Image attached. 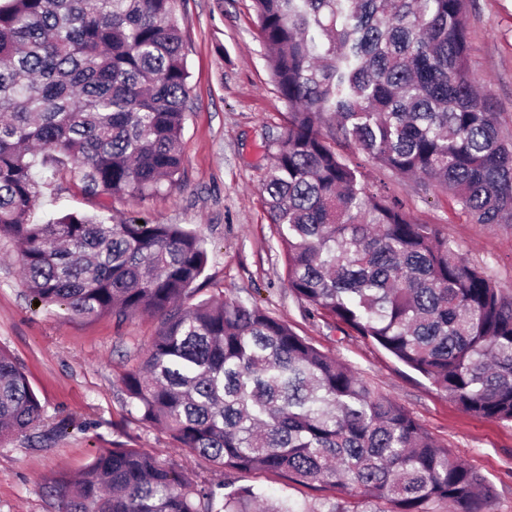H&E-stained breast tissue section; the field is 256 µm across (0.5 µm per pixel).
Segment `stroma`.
Masks as SVG:
<instances>
[{
	"label": "stroma",
	"instance_id": "1",
	"mask_svg": "<svg viewBox=\"0 0 512 512\" xmlns=\"http://www.w3.org/2000/svg\"><path fill=\"white\" fill-rule=\"evenodd\" d=\"M175 16L190 86L180 179L143 200L110 199L113 214L201 231L209 258L196 300L239 299L288 322L396 399L440 444L483 474L494 488L493 512H512V423L465 413L369 340L323 319L305 318L289 291L284 254L261 191L288 114L270 78L252 0H176ZM468 41L469 66L502 128L511 133L512 0H471ZM335 148L415 220L439 225L467 262L512 287V226L474 223L440 189L418 192L344 140ZM98 210V199L85 195L77 176L61 165L44 185L31 219L42 223L63 212ZM17 253L13 242L0 239V346L24 367L45 407L40 432L46 440L16 437L0 444V512H54V480L80 473L98 449L114 446L145 449L192 479L224 481L223 472L182 451L163 429L140 423L125 403L122 378L139 365L158 330L157 319L89 320L31 304ZM71 419L76 428L57 433L59 423Z\"/></svg>",
	"mask_w": 512,
	"mask_h": 512
}]
</instances>
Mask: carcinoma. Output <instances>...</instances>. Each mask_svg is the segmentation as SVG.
Returning a JSON list of instances; mask_svg holds the SVG:
<instances>
[{"mask_svg": "<svg viewBox=\"0 0 512 512\" xmlns=\"http://www.w3.org/2000/svg\"><path fill=\"white\" fill-rule=\"evenodd\" d=\"M470 0H252L288 126L264 183L288 288L308 317L371 339L465 412L512 423V290L459 256L437 225L371 190L340 137L437 187L477 224H512V139L469 63ZM175 0L0 5V238L21 247L30 299L72 315H156L123 392L140 421L221 469L193 480L141 449L96 454L54 489L56 512H351L264 502L230 476L345 485L378 512H492L488 480L396 400L288 323L242 300L187 304L206 239L179 224L68 212L30 222L33 151L89 196L144 199L179 179L190 95ZM43 405L0 347V442Z\"/></svg>", "mask_w": 512, "mask_h": 512, "instance_id": "obj_1", "label": "carcinoma"}]
</instances>
